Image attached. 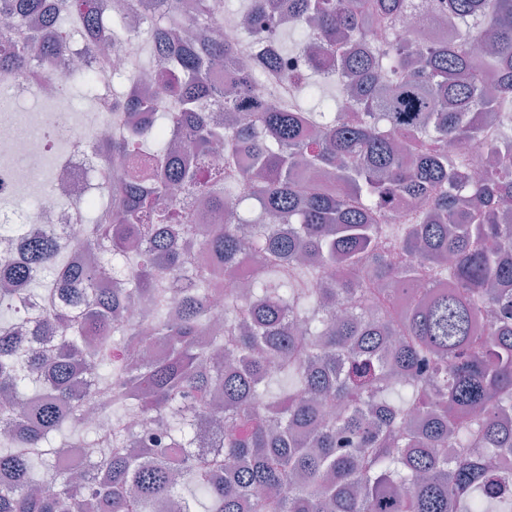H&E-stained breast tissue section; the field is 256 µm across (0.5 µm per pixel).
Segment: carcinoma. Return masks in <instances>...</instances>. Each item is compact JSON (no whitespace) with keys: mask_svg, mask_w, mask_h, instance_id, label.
I'll use <instances>...</instances> for the list:
<instances>
[{"mask_svg":"<svg viewBox=\"0 0 512 512\" xmlns=\"http://www.w3.org/2000/svg\"><path fill=\"white\" fill-rule=\"evenodd\" d=\"M127 2L150 24L117 78L163 68L150 93L112 91L124 120L99 151L150 166L78 236L30 231L22 260H0V315L38 300L25 331L0 324V512H512V0H435L448 27L407 43L370 34L424 21L413 0H245L231 23L258 15L250 40L276 45L266 97L244 46L176 32L220 26L224 0L180 18ZM6 13L0 64L23 69L27 18L56 32L50 65L98 7ZM78 76L98 101V76ZM198 200L218 223L194 250ZM90 406L106 428L82 425ZM217 406L208 451L195 426ZM88 445L79 484L60 459Z\"/></svg>","mask_w":512,"mask_h":512,"instance_id":"1","label":"carcinoma"}]
</instances>
